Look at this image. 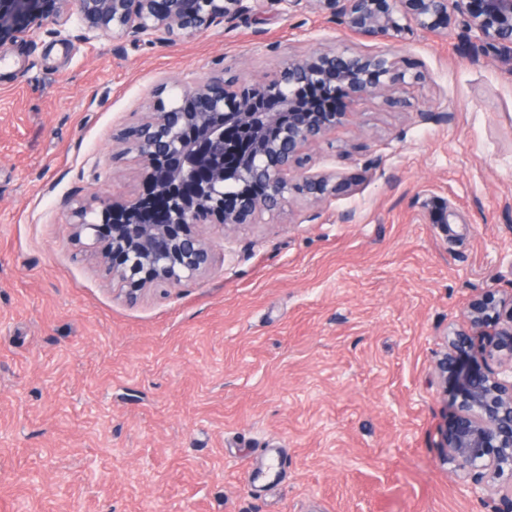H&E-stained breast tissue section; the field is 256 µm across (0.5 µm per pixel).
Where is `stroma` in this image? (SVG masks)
Wrapping results in <instances>:
<instances>
[{
  "label": "stroma",
  "instance_id": "stroma-1",
  "mask_svg": "<svg viewBox=\"0 0 512 512\" xmlns=\"http://www.w3.org/2000/svg\"><path fill=\"white\" fill-rule=\"evenodd\" d=\"M462 36L263 0L162 39L70 8L0 41V512H486L442 461L437 363L471 299L512 295V55ZM329 48L420 76L305 150L351 189L195 225L209 268L129 299L72 226L143 190L119 131L165 81Z\"/></svg>",
  "mask_w": 512,
  "mask_h": 512
}]
</instances>
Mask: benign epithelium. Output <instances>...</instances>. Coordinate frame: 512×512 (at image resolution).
Segmentation results:
<instances>
[{
	"mask_svg": "<svg viewBox=\"0 0 512 512\" xmlns=\"http://www.w3.org/2000/svg\"><path fill=\"white\" fill-rule=\"evenodd\" d=\"M245 0H0V40L22 32V24L43 20L68 5L76 8L86 28L123 36L173 35L199 31L218 19L246 9ZM286 8H311L336 20L365 39H395L414 25L439 38L452 35L457 17L465 21V41L473 48L512 54V0H279ZM340 76L352 100L381 96L405 82L407 72L386 53L359 54L334 50L291 56L275 78L249 86L252 93L278 96L291 121L275 144L256 139V152L247 155L239 175L260 181L261 194L224 206V125L208 122L209 112L224 114L229 125L252 127V110L239 84L210 80L196 88L182 87L176 101H158L139 125L121 134L126 151L150 170L151 185L168 201L152 217L137 210V202H102L73 211L78 233L87 247L126 262L112 273L136 279V285L163 282L176 287L206 270L211 261L199 235L182 228L203 224L209 216L224 226L248 224L263 212L280 209L296 193L314 201L349 190L350 182L331 174H309L302 167L304 148L327 138L346 116L328 118L300 111L290 88ZM467 327L448 331V351L438 365L444 389L453 398L454 412L442 431L445 460L469 478L467 491L484 494L491 475L508 487L512 502V296L500 298L488 290L469 301ZM488 327L493 337L473 355L472 336Z\"/></svg>",
	"mask_w": 512,
	"mask_h": 512,
	"instance_id": "obj_1",
	"label": "benign epithelium"
}]
</instances>
